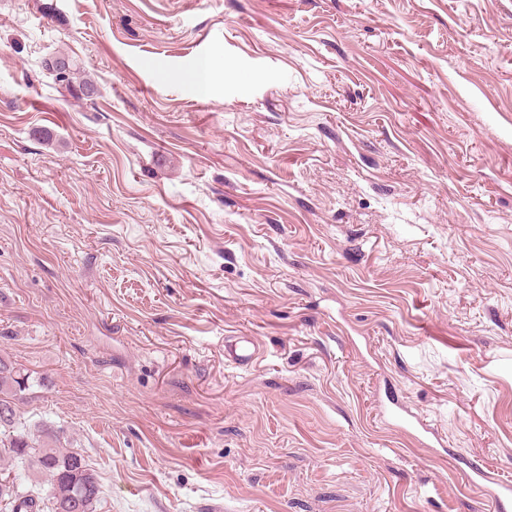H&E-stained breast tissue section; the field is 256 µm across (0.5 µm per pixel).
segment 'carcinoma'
I'll return each instance as SVG.
<instances>
[{"label": "carcinoma", "instance_id": "cac0c4a2", "mask_svg": "<svg viewBox=\"0 0 512 512\" xmlns=\"http://www.w3.org/2000/svg\"><path fill=\"white\" fill-rule=\"evenodd\" d=\"M56 59L58 56L52 55L42 62L54 84L79 100L85 99L87 89L101 96L96 81L81 74L76 62H71L67 76L57 74ZM27 384L28 377L0 359V406L9 407L8 421H0V455L14 462V468L0 472V503L11 505L12 512H96L102 493L96 471L80 453L63 446V431L42 424L33 432L17 416L12 399L25 391ZM31 470L47 478L48 496L32 487L21 490V473Z\"/></svg>", "mask_w": 512, "mask_h": 512}]
</instances>
